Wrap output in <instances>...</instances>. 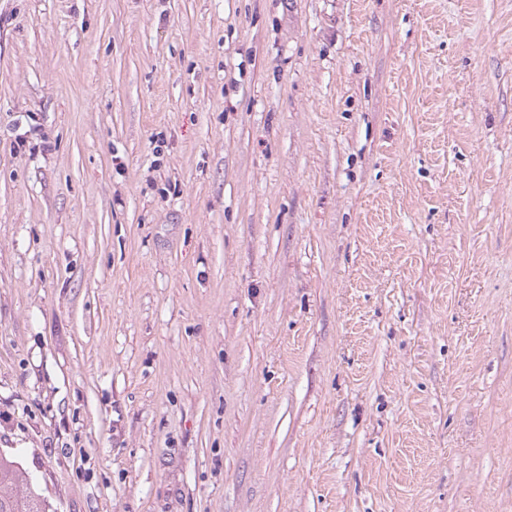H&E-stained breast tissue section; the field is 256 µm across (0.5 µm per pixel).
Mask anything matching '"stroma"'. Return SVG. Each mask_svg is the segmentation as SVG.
Listing matches in <instances>:
<instances>
[{
	"label": "stroma",
	"mask_w": 512,
	"mask_h": 512,
	"mask_svg": "<svg viewBox=\"0 0 512 512\" xmlns=\"http://www.w3.org/2000/svg\"><path fill=\"white\" fill-rule=\"evenodd\" d=\"M0 449L54 512H512V0H0Z\"/></svg>",
	"instance_id": "1"
}]
</instances>
